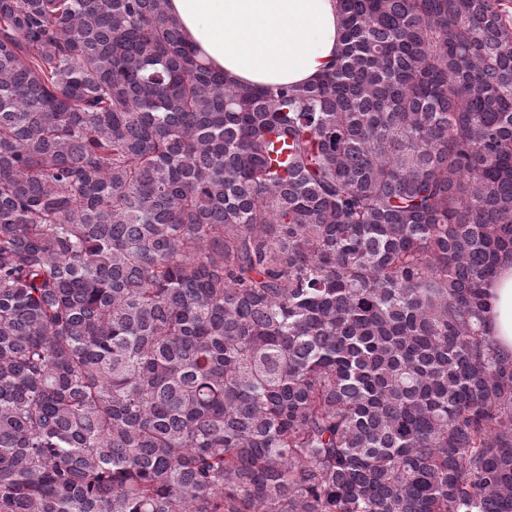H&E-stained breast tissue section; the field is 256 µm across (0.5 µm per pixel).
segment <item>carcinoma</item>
Listing matches in <instances>:
<instances>
[{
  "label": "carcinoma",
  "instance_id": "carcinoma-1",
  "mask_svg": "<svg viewBox=\"0 0 512 512\" xmlns=\"http://www.w3.org/2000/svg\"><path fill=\"white\" fill-rule=\"evenodd\" d=\"M503 2L337 0L266 88L0 0V512H512ZM485 291L488 310L484 334L501 350L512 352V259L503 263L497 277L486 285Z\"/></svg>",
  "mask_w": 512,
  "mask_h": 512
}]
</instances>
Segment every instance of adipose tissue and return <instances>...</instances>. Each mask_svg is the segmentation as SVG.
Instances as JSON below:
<instances>
[{
    "label": "adipose tissue",
    "mask_w": 512,
    "mask_h": 512,
    "mask_svg": "<svg viewBox=\"0 0 512 512\" xmlns=\"http://www.w3.org/2000/svg\"><path fill=\"white\" fill-rule=\"evenodd\" d=\"M167 10L205 65L251 86L314 82L340 47L335 0H168ZM485 291L484 334L512 352V259Z\"/></svg>",
    "instance_id": "adipose-tissue-1"
}]
</instances>
